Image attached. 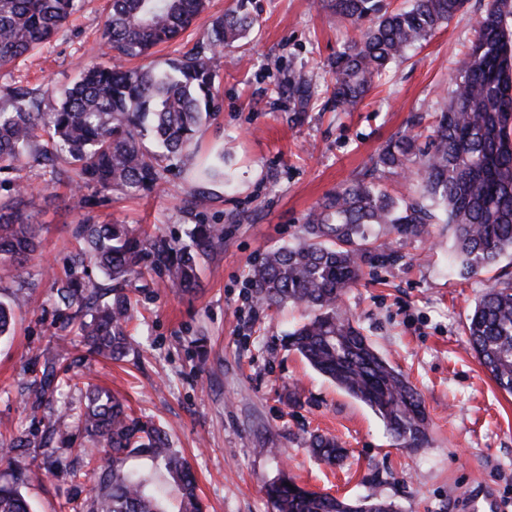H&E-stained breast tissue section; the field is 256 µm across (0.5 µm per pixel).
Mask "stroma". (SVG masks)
<instances>
[{"instance_id":"35a3bbf8","label":"stroma","mask_w":512,"mask_h":512,"mask_svg":"<svg viewBox=\"0 0 512 512\" xmlns=\"http://www.w3.org/2000/svg\"><path fill=\"white\" fill-rule=\"evenodd\" d=\"M108 0H83L42 50L0 67V90L40 89L42 109L57 105L78 63L100 62ZM234 0L208 8L178 40L160 45L144 64L166 68L198 40ZM486 0L436 30L392 67L353 112L300 111L290 81L314 77L322 93L351 28L315 0H251L259 23L248 40L214 60L219 110L195 137L193 169H171L164 190L108 192L79 208L66 182L41 168L22 209L43 224L29 262L30 288L17 290L0 262V300L11 303L12 335L0 338V439L44 435L73 413L88 385L124 399L133 414L164 428L191 465L205 512H276L266 486L280 476L342 499L379 494L400 512H512V395L500 390L471 350L465 324L475 301L512 281V260L463 276L449 266L453 231L434 224L422 238H392L395 262L365 267L345 299L375 349L421 393L429 443L400 447L362 402L289 351L287 333L302 309L269 310L247 282L249 268L274 247L294 241L308 212L370 167L385 143L403 134L428 149L432 112L474 37ZM154 231L191 245L197 224H220L224 239L200 260L194 289L175 292L167 271L132 279L137 318L134 348L120 361L87 356L67 325L55 291L86 221ZM55 359L59 389L32 411L33 371ZM333 435L344 448L336 466L317 462L309 433ZM76 428L0 462V477L21 466L38 480L23 486L31 512H72L97 491L93 468L112 464L108 449L85 455Z\"/></svg>"}]
</instances>
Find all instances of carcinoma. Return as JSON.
Instances as JSON below:
<instances>
[{
  "mask_svg": "<svg viewBox=\"0 0 512 512\" xmlns=\"http://www.w3.org/2000/svg\"><path fill=\"white\" fill-rule=\"evenodd\" d=\"M249 0L215 17L202 43L171 61L168 68H128L129 58L145 57L155 46L176 40L205 10L207 0H109L102 39L106 61L82 66L57 107L42 111L37 95L8 90L12 111L0 109V174L14 195L0 200V261L10 263L14 283L28 282L26 263L41 246L39 228L20 208L28 184L20 172L40 165L61 181L70 179L77 204L91 199L84 187L137 192L161 185L168 162L192 161V142L216 112V49L248 37L256 18ZM466 0H412L408 8L387 10L381 0H322V6L358 31L336 54L334 78L324 106L353 111L376 78L403 61L406 51L429 38L460 12ZM78 10V0H0V67L14 64L50 42ZM512 0H487L466 58L448 85V99L435 110L431 151L423 154L416 137L388 141L374 169L419 179L418 195L391 197L373 178L350 180L309 213L298 241L269 251L249 271L258 303L303 307L308 319L288 334V345L308 364L353 398L367 405L405 448L428 443L424 400L407 377L391 365L356 326L343 300L367 264L397 259L390 243L372 234L408 239L429 234L432 224L454 230V252L464 274H477L512 256ZM300 110L313 104L308 83L293 85ZM150 138L158 150L143 147ZM194 248L139 236L127 224H81L78 247L56 294L76 323L87 353L112 358L132 347L126 326L134 305L124 285L150 269L169 272L173 288H195L199 260L224 238L220 224H196ZM110 282L91 283L89 267ZM468 341L498 387L512 394V283L491 287L475 302L467 322ZM42 399L60 381L48 361L32 379ZM78 420L92 446L112 453V468L97 474V493L74 512H166L149 479L127 467L131 457L163 466L180 494L181 512H203L188 462L171 448L159 426L131 416L108 390L92 387ZM307 447L320 462L333 465L336 438L311 433ZM33 434L0 442V460L25 448L45 447ZM36 478L24 469L0 483V512H28L19 486ZM277 512H398L395 503L368 496L356 500L299 486L282 476L266 488Z\"/></svg>",
  "mask_w": 512,
  "mask_h": 512,
  "instance_id": "cac0c4a2",
  "label": "carcinoma"
}]
</instances>
